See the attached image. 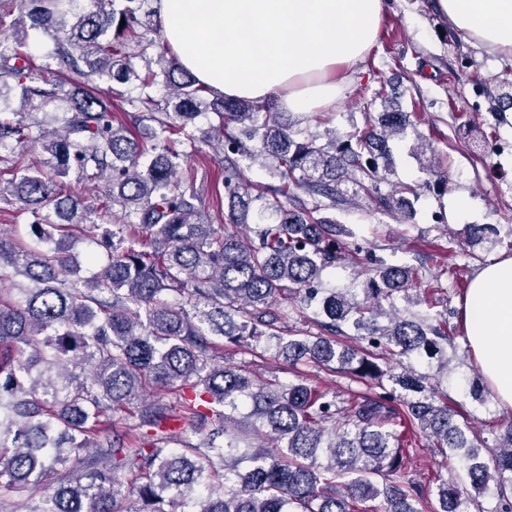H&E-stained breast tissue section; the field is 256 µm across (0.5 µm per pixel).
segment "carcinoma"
<instances>
[{
    "mask_svg": "<svg viewBox=\"0 0 512 512\" xmlns=\"http://www.w3.org/2000/svg\"><path fill=\"white\" fill-rule=\"evenodd\" d=\"M148 4L0 0V27L13 32L12 42L0 41V91L21 89V109L0 112V153L20 163L39 141L53 171L28 167L15 187V204L36 219L34 240L0 232V512H16L14 499L40 485L27 512H365L376 500L379 512H423L404 448L413 429L448 449L473 489L437 476L430 512H512V424L493 466L478 461L471 427L410 363L423 354L448 361V320L402 316L394 305L399 297L429 304L438 278L420 287L415 268L379 265L358 291L322 287L325 270L345 257L347 230L325 215L346 201L342 183L410 218L416 187L381 190V160L390 140L408 135L409 113L368 112L365 129L341 139L330 132L321 144L267 102H207L212 90L164 42ZM30 29L51 37V55L76 76L127 87L126 101L168 134L216 143L229 223L198 221L197 191L174 180L186 154L115 125L95 88L61 97L58 84L33 77ZM58 99L66 102L60 130L22 116ZM209 114L217 123L196 136ZM234 125L241 135L229 132ZM248 155L280 184L252 195L238 163ZM72 171L102 190L100 208H121L122 223L73 221L81 199L61 196L56 181ZM298 191L325 203L310 209ZM85 236L108 253L89 276L73 252ZM290 296L315 316L318 333L281 336ZM349 330L369 348L339 345ZM224 338L262 341L294 366L313 363L382 390L387 378L396 388L347 412L336 393L299 378L251 377L218 363ZM83 365L85 378L75 373ZM251 430L275 448L253 446ZM88 448L95 458L80 455ZM58 466L72 467L70 483L49 481ZM485 493L498 499L492 510L478 500Z\"/></svg>",
    "mask_w": 512,
    "mask_h": 512,
    "instance_id": "1",
    "label": "carcinoma"
}]
</instances>
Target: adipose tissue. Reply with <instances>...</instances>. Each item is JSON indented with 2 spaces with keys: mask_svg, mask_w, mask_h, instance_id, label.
Instances as JSON below:
<instances>
[{
  "mask_svg": "<svg viewBox=\"0 0 512 512\" xmlns=\"http://www.w3.org/2000/svg\"><path fill=\"white\" fill-rule=\"evenodd\" d=\"M161 35L203 85L229 99L276 97L302 119L335 103L339 75L375 45L382 0H152ZM487 53L512 55V0H437ZM472 356L512 410V256L482 267L464 298Z\"/></svg>",
  "mask_w": 512,
  "mask_h": 512,
  "instance_id": "ef3b65f1",
  "label": "adipose tissue"
}]
</instances>
